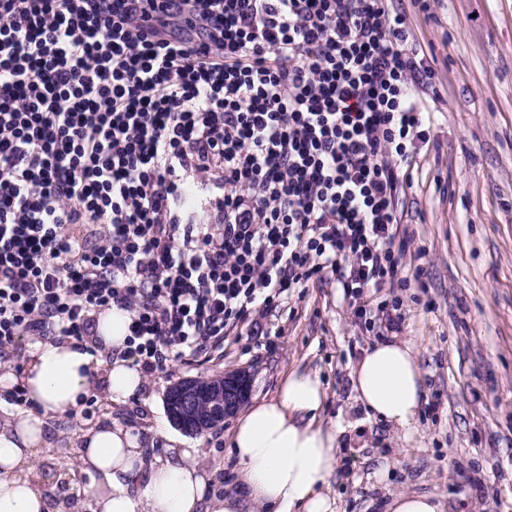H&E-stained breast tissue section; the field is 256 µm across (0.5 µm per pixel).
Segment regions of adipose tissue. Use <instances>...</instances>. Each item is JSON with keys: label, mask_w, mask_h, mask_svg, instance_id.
Here are the masks:
<instances>
[{"label": "adipose tissue", "mask_w": 512, "mask_h": 512, "mask_svg": "<svg viewBox=\"0 0 512 512\" xmlns=\"http://www.w3.org/2000/svg\"><path fill=\"white\" fill-rule=\"evenodd\" d=\"M129 316L120 309L98 315L95 339L114 353L102 371L113 402L144 390L138 366L120 358ZM92 357L73 340L39 344L26 369L31 410L0 418V512H67L45 486L54 474L34 461L50 442L49 418L76 410L89 387ZM362 406L380 421L407 430L424 395L423 374L411 343L380 342L365 350L351 373ZM325 389L317 374L292 371L275 397L256 400L239 415L230 440L239 490L208 495L207 479L193 448H169L163 463L146 464L145 452L123 427L105 423L80 437L81 462L91 478L94 512H336L326 485L338 464L339 424L319 425Z\"/></svg>", "instance_id": "1"}]
</instances>
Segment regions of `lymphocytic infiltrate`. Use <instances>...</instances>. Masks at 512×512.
<instances>
[{
    "label": "lymphocytic infiltrate",
    "mask_w": 512,
    "mask_h": 512,
    "mask_svg": "<svg viewBox=\"0 0 512 512\" xmlns=\"http://www.w3.org/2000/svg\"><path fill=\"white\" fill-rule=\"evenodd\" d=\"M389 2L0 0V360L116 307L150 376L311 280L409 287L435 72Z\"/></svg>",
    "instance_id": "1"
}]
</instances>
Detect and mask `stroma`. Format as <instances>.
Instances as JSON below:
<instances>
[{"instance_id": "35a3bbf8", "label": "stroma", "mask_w": 512, "mask_h": 512, "mask_svg": "<svg viewBox=\"0 0 512 512\" xmlns=\"http://www.w3.org/2000/svg\"><path fill=\"white\" fill-rule=\"evenodd\" d=\"M396 7L428 49L440 91L439 100L423 99L433 113L430 142L416 160L401 224L415 244L402 274L423 268L425 285L395 289L400 330H387L378 311L367 324L355 318L337 279L313 280L246 323L222 354L148 377L142 396L112 403L93 379L94 421L49 419L52 446L40 460L57 468L77 507L87 508L91 482L80 431L117 423L137 436L147 463L161 462L170 442L156 428L168 418L169 387L243 368L255 400L275 396L288 372L319 373L320 419L345 429L329 479L337 512H383L402 492L436 494L444 512H512V0H433L426 15L411 0ZM392 337L415 344L425 383L408 434L367 416L350 378L368 347ZM234 425L185 438L209 475V494L234 487ZM383 466L388 478L380 482L374 473Z\"/></svg>"}]
</instances>
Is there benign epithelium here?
Returning <instances> with one entry per match:
<instances>
[{
    "mask_svg": "<svg viewBox=\"0 0 512 512\" xmlns=\"http://www.w3.org/2000/svg\"><path fill=\"white\" fill-rule=\"evenodd\" d=\"M250 374L244 370L218 377H185L167 392V411L175 425L202 435L232 417L248 400Z\"/></svg>",
    "mask_w": 512,
    "mask_h": 512,
    "instance_id": "obj_1",
    "label": "benign epithelium"
}]
</instances>
